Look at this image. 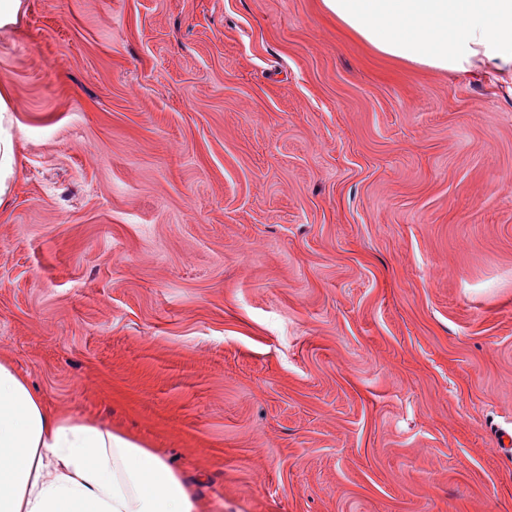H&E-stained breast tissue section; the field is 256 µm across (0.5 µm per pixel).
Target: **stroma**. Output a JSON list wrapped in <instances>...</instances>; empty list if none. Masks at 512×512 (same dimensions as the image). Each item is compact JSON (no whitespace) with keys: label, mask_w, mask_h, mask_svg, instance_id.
I'll list each match as a JSON object with an SVG mask.
<instances>
[{"label":"stroma","mask_w":512,"mask_h":512,"mask_svg":"<svg viewBox=\"0 0 512 512\" xmlns=\"http://www.w3.org/2000/svg\"><path fill=\"white\" fill-rule=\"evenodd\" d=\"M0 359L210 512H512V90L320 0H23Z\"/></svg>","instance_id":"stroma-1"}]
</instances>
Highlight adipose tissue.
<instances>
[{
  "mask_svg": "<svg viewBox=\"0 0 512 512\" xmlns=\"http://www.w3.org/2000/svg\"><path fill=\"white\" fill-rule=\"evenodd\" d=\"M378 53L489 81L512 80V0H321ZM11 90L0 84V198L15 175ZM0 512H207L146 443L51 411L0 361Z\"/></svg>",
  "mask_w": 512,
  "mask_h": 512,
  "instance_id": "obj_1",
  "label": "adipose tissue"
}]
</instances>
